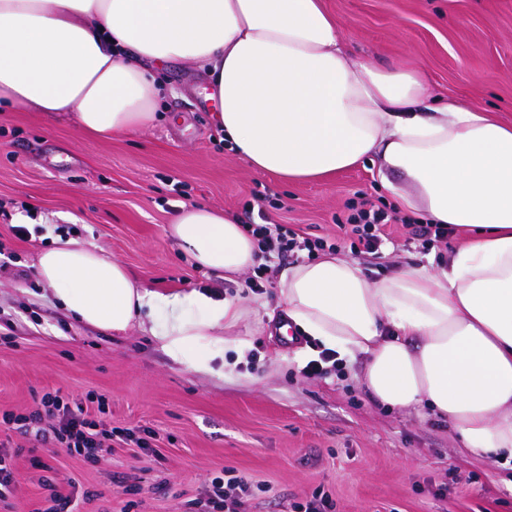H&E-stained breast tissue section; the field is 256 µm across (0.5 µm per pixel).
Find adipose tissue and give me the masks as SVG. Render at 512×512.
<instances>
[{
  "label": "adipose tissue",
  "instance_id": "1",
  "mask_svg": "<svg viewBox=\"0 0 512 512\" xmlns=\"http://www.w3.org/2000/svg\"><path fill=\"white\" fill-rule=\"evenodd\" d=\"M205 69L218 125L258 171L318 180L362 160L398 174L410 209L471 231L446 267L368 277L333 255L281 274L279 304L390 408L423 407L465 451L512 465V125L454 102L427 107L422 71L353 61L322 0H0V106L72 114L106 139L152 127L156 65ZM167 234L205 269L237 276L261 257L228 212L181 206ZM37 279L79 321L112 332L149 319L187 369L233 376L248 348L225 338L240 300L142 288L104 252L55 240Z\"/></svg>",
  "mask_w": 512,
  "mask_h": 512
}]
</instances>
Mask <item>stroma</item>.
<instances>
[{
  "mask_svg": "<svg viewBox=\"0 0 512 512\" xmlns=\"http://www.w3.org/2000/svg\"><path fill=\"white\" fill-rule=\"evenodd\" d=\"M356 61L421 69L432 99H453L512 124V0H323ZM155 125L107 140L82 135L67 114L0 112V415L27 416L43 391L103 397L106 426L149 430V452L113 445L95 462L55 447L52 420L11 431L17 482L0 512H46L51 492L75 512H204L211 477L248 484L244 512H291L313 494L331 512H512L505 470L468 456L447 421L376 403L356 356L323 376L302 372L312 343L271 336L280 280L254 291L247 276L205 270L166 228L180 205L236 214L267 194L273 222L307 236L334 235L353 204L396 203L370 161L311 182L253 169L224 142L206 100L210 78L181 60L165 65ZM466 236L426 250L394 231L370 276L446 260ZM63 237L102 250L144 288L237 297L235 330L253 361L221 379L186 369L148 324L115 334L77 320L38 283L33 264Z\"/></svg>",
  "mask_w": 512,
  "mask_h": 512,
  "instance_id": "stroma-1",
  "label": "stroma"
}]
</instances>
